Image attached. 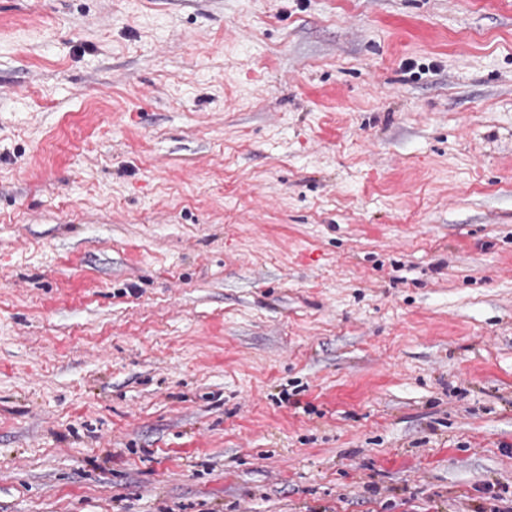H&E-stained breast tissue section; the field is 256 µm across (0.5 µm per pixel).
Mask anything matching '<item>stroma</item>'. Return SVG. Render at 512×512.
Instances as JSON below:
<instances>
[{
  "label": "stroma",
  "mask_w": 512,
  "mask_h": 512,
  "mask_svg": "<svg viewBox=\"0 0 512 512\" xmlns=\"http://www.w3.org/2000/svg\"><path fill=\"white\" fill-rule=\"evenodd\" d=\"M0 512H512V0H0Z\"/></svg>",
  "instance_id": "obj_1"
}]
</instances>
